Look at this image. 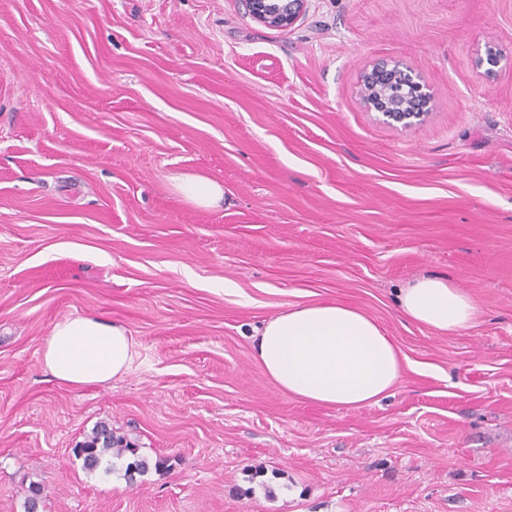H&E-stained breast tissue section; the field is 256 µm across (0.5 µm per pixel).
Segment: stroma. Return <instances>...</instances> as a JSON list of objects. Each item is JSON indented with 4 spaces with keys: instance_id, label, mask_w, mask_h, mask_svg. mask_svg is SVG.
Returning a JSON list of instances; mask_svg holds the SVG:
<instances>
[{
    "instance_id": "1",
    "label": "stroma",
    "mask_w": 512,
    "mask_h": 512,
    "mask_svg": "<svg viewBox=\"0 0 512 512\" xmlns=\"http://www.w3.org/2000/svg\"><path fill=\"white\" fill-rule=\"evenodd\" d=\"M381 62L422 122L364 106ZM432 275L472 328L405 319ZM336 300L399 351L378 403L299 400L257 357L271 315ZM76 315L127 328L125 374L46 371ZM101 424L165 466L85 470ZM33 482L43 512H512V0H306L287 28L245 0H0V512ZM378 75L388 76L392 81L407 80L412 84H418V87L410 84L403 86L400 84H379V96L388 104L402 103L415 89L419 88V92H421L419 83L414 81L410 73L405 72L398 66L389 68L387 64H377L374 65L369 72L364 73L361 80L362 96L368 108H373L376 112H381L389 123V120H392L397 123H402L404 126H411L414 123L412 119L420 120L425 115L426 112H424L423 108L426 104V94L422 92L423 104L419 108L413 107L406 101L397 107L400 112H387L386 109L379 106V101H374V98L370 97V94L375 90L377 85L371 89L367 87V84L369 86L372 85V81L377 78ZM176 187L187 200L203 207H211L224 198V187L203 176H180L176 178Z\"/></svg>"
}]
</instances>
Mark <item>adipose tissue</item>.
Instances as JSON below:
<instances>
[{"mask_svg": "<svg viewBox=\"0 0 512 512\" xmlns=\"http://www.w3.org/2000/svg\"><path fill=\"white\" fill-rule=\"evenodd\" d=\"M409 321L441 333L475 325L471 297L447 278L426 276L399 293ZM257 355L280 389L302 399L357 408L378 402L399 378L396 346L364 312L339 301L299 302L271 316ZM134 350L122 325L79 315L57 323L42 363L63 384L102 385L128 371Z\"/></svg>", "mask_w": 512, "mask_h": 512, "instance_id": "adipose-tissue-1", "label": "adipose tissue"}]
</instances>
